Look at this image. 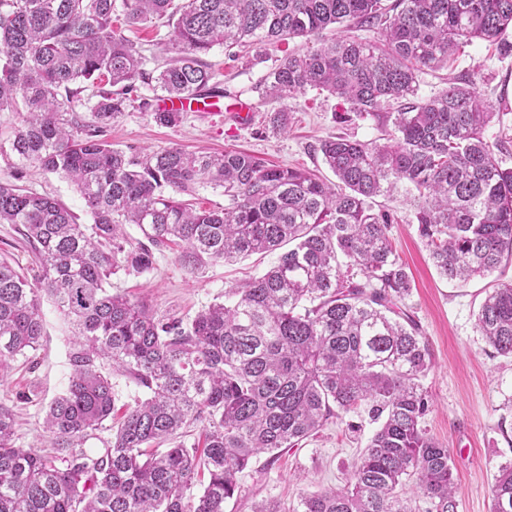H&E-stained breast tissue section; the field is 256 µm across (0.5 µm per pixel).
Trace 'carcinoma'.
<instances>
[{"label": "carcinoma", "mask_w": 512, "mask_h": 512, "mask_svg": "<svg viewBox=\"0 0 512 512\" xmlns=\"http://www.w3.org/2000/svg\"><path fill=\"white\" fill-rule=\"evenodd\" d=\"M125 23L167 19L171 59L145 69L141 50L114 27L115 0H0V111L23 107L11 150L71 179L93 218L79 224L55 199L0 181V224H14L40 264L33 278L0 261V383L38 350L42 296L75 327L69 381L42 431L64 455L17 445L0 403V512H224L238 474L262 454L314 438L363 411L377 424L348 465L344 487L303 494L292 512H458L448 449L421 423L432 409L423 380L431 353L406 300L411 277L393 249L391 215L375 199L404 182L418 193L415 220L439 274L466 281L512 260V167L483 136L496 106L468 82L424 101L419 74L475 40L512 55V0H122ZM352 22L374 38L319 41ZM302 38L264 84L279 99L309 89L372 114L400 103L385 144L336 135L320 151L337 183L269 165L237 150L179 147L128 155L112 148V120L147 85L167 97L210 91L203 56ZM85 108L88 117L76 115ZM224 189V208L197 209L175 194ZM142 239L132 241L124 225ZM179 241L196 270L281 251L191 321L160 315L109 288L122 270L142 274L153 250ZM492 352L512 357V283L476 314ZM145 392L117 425L104 366ZM202 427V453L176 442ZM97 440L103 452L86 451ZM170 441L149 455L145 448ZM208 474L194 495L199 471ZM490 512H512V462L498 467Z\"/></svg>", "instance_id": "cac0c4a2"}]
</instances>
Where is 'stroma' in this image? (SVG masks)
<instances>
[{
  "label": "stroma",
  "mask_w": 512,
  "mask_h": 512,
  "mask_svg": "<svg viewBox=\"0 0 512 512\" xmlns=\"http://www.w3.org/2000/svg\"><path fill=\"white\" fill-rule=\"evenodd\" d=\"M284 50H251L244 58L229 60L223 48H214L205 60L218 73L222 114L186 113L176 127L157 124L151 111L128 109L113 121L108 140L127 153L178 146L188 151L242 150L267 163L297 167L333 180L319 145L333 135L364 142L384 143L392 128L396 103L382 104L375 114L344 121L350 107L328 94L308 90L281 101L266 97L259 85L264 75L284 55ZM466 80L479 87L492 103H506L484 131L490 144L512 141V56L500 57L495 46L475 41L447 66L419 76L418 99L445 90L449 83ZM246 103L254 114L250 125L233 116L236 103ZM290 111L286 131L269 124L272 112ZM21 123L19 113L0 111V181H14L27 190L56 199L77 216L79 223L92 217L73 184L58 174L21 168L9 142ZM23 177H16V170ZM415 192L407 184L378 197L377 203L392 217L391 240L406 264L413 290L408 304L429 343L433 368L424 385L434 405L425 418L430 435L448 448L453 473L460 488L459 512H490V487L498 467L512 460V443L504 437L512 427V359L492 354L475 329L474 315L494 283L493 277H476L465 283L441 277L417 232ZM179 248L157 255L152 269L140 275L118 273L113 290L131 299L145 300L156 312L173 313L189 320L225 292L271 266L275 255H254L230 263H217L190 271L179 262ZM42 313L46 334L36 352V367L17 359L4 385L0 402L16 414L18 445L43 448L48 440L42 422L48 403L67 387L68 352L73 326L51 303ZM356 430L328 423L312 440L277 454L258 456L239 477L240 492L227 502L224 512H253L258 502L276 504L291 512L302 493L339 487L345 483L349 463L362 451L375 430L367 417L356 418Z\"/></svg>",
  "instance_id": "obj_1"
}]
</instances>
